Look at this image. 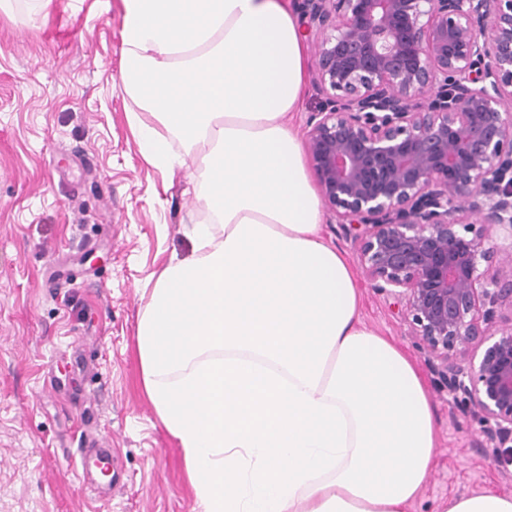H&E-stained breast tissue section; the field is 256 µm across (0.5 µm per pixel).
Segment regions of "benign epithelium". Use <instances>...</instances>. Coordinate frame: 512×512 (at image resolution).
Here are the masks:
<instances>
[{
  "label": "benign epithelium",
  "instance_id": "benign-epithelium-1",
  "mask_svg": "<svg viewBox=\"0 0 512 512\" xmlns=\"http://www.w3.org/2000/svg\"><path fill=\"white\" fill-rule=\"evenodd\" d=\"M297 8L325 97L306 134L321 202L512 462V0Z\"/></svg>",
  "mask_w": 512,
  "mask_h": 512
}]
</instances>
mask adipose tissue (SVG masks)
<instances>
[{
	"label": "adipose tissue",
	"instance_id": "adipose-tissue-1",
	"mask_svg": "<svg viewBox=\"0 0 512 512\" xmlns=\"http://www.w3.org/2000/svg\"><path fill=\"white\" fill-rule=\"evenodd\" d=\"M140 153L209 219L143 297L142 387L195 512H411L437 445L415 362L361 316L293 123L304 43L281 0H122ZM181 150H174V143ZM436 512H512L492 491Z\"/></svg>",
	"mask_w": 512,
	"mask_h": 512
}]
</instances>
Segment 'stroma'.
Returning <instances> with one entry per match:
<instances>
[{
	"instance_id": "stroma-1",
	"label": "stroma",
	"mask_w": 512,
	"mask_h": 512,
	"mask_svg": "<svg viewBox=\"0 0 512 512\" xmlns=\"http://www.w3.org/2000/svg\"><path fill=\"white\" fill-rule=\"evenodd\" d=\"M121 0H52L0 16V512H192L182 453L143 394L135 336L144 304L187 225L205 220L186 171L146 162L118 70ZM365 323L416 362L438 446L414 512L493 488L481 425L440 389L391 298L358 275ZM112 451L111 497L83 480V448Z\"/></svg>"
}]
</instances>
